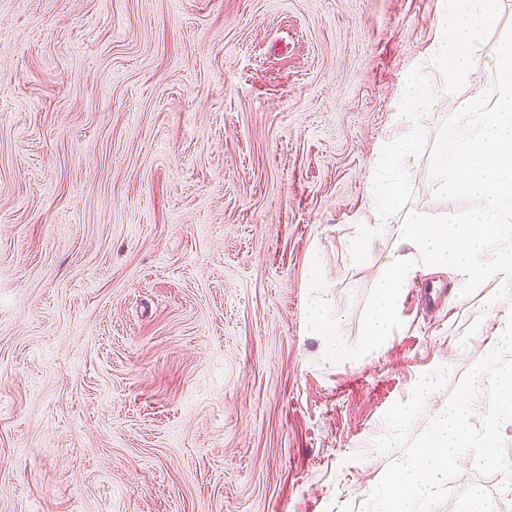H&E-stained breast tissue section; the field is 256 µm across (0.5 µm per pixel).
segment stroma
<instances>
[{
	"label": "stroma",
	"instance_id": "35a3bbf8",
	"mask_svg": "<svg viewBox=\"0 0 512 512\" xmlns=\"http://www.w3.org/2000/svg\"><path fill=\"white\" fill-rule=\"evenodd\" d=\"M440 2L0 0V512H364L388 408L447 368L424 431L512 320L511 277L421 264L377 350L308 329L313 261L356 344L401 224L465 207L430 166L471 76L370 203Z\"/></svg>",
	"mask_w": 512,
	"mask_h": 512
}]
</instances>
